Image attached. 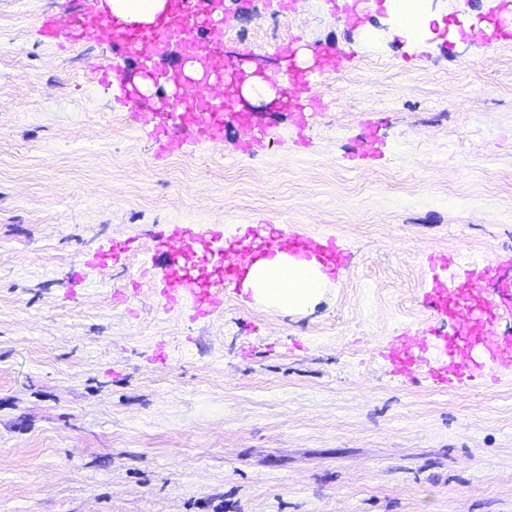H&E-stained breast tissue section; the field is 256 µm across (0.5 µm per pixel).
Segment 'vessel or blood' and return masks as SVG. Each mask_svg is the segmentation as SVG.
I'll use <instances>...</instances> for the list:
<instances>
[{"label": "vessel or blood", "instance_id": "b4317fda", "mask_svg": "<svg viewBox=\"0 0 512 512\" xmlns=\"http://www.w3.org/2000/svg\"><path fill=\"white\" fill-rule=\"evenodd\" d=\"M195 0H170L168 12L149 26L124 22L109 11L91 10L86 16L41 19L39 36L55 40L67 29L72 40L86 32L97 39L127 45L135 53L143 78L168 85L170 94L152 113L150 136L158 152L170 147L173 129H195L211 140L221 139L227 124L247 127L245 113L235 108L239 70L224 53L218 38H201L205 25ZM345 52L321 49L317 64L293 68L280 84L284 107H291L299 94L319 100L315 86L329 71L339 70ZM159 247L166 260L150 265L148 274L164 285L167 308L189 307L195 317L205 318L220 306L225 287H237L249 268L259 259L282 252H302L333 266L344 265L347 255L333 236H310L260 224L244 235L225 237L218 227L186 225L172 237H161ZM445 274H433L428 290L435 318L449 322L452 334L430 338L419 333L392 337L385 346L387 358L397 372L412 374L419 364L420 351L434 348L436 356L429 368L431 378L440 383L462 384L477 372L495 377L499 369L512 368V338L497 336L494 324L502 316L506 289L490 294L478 288V280L492 272L490 263L458 270L455 259L444 262Z\"/></svg>", "mask_w": 512, "mask_h": 512}]
</instances>
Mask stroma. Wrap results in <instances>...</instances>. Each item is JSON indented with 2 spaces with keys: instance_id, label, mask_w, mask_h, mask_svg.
Returning a JSON list of instances; mask_svg holds the SVG:
<instances>
[{
  "instance_id": "1",
  "label": "stroma",
  "mask_w": 512,
  "mask_h": 512,
  "mask_svg": "<svg viewBox=\"0 0 512 512\" xmlns=\"http://www.w3.org/2000/svg\"><path fill=\"white\" fill-rule=\"evenodd\" d=\"M278 2L224 0V50L265 80L279 43L347 52L322 112L299 133L241 95L249 130L159 155L136 60L36 31L87 0H0V512H512V370L439 385L381 355L431 323L429 255L512 280V41L481 35L505 0H427L409 42L387 0ZM186 224L350 258L306 310L229 289L194 321L142 274Z\"/></svg>"
}]
</instances>
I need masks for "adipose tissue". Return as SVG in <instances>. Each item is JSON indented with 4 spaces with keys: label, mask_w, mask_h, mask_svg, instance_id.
<instances>
[{
    "label": "adipose tissue",
    "mask_w": 512,
    "mask_h": 512,
    "mask_svg": "<svg viewBox=\"0 0 512 512\" xmlns=\"http://www.w3.org/2000/svg\"><path fill=\"white\" fill-rule=\"evenodd\" d=\"M327 283L317 262L280 253L255 265L244 286L262 303L294 311L317 300Z\"/></svg>",
    "instance_id": "ef3b65f1"
}]
</instances>
